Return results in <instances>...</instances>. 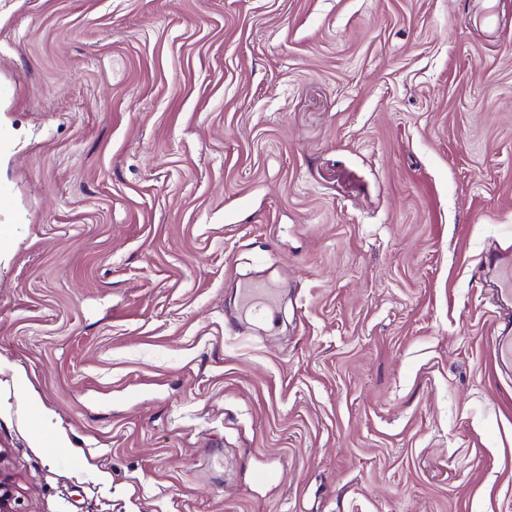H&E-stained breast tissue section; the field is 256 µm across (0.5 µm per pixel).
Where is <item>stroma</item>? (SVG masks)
Instances as JSON below:
<instances>
[{
	"mask_svg": "<svg viewBox=\"0 0 512 512\" xmlns=\"http://www.w3.org/2000/svg\"><path fill=\"white\" fill-rule=\"evenodd\" d=\"M1 224L28 512H512V0H0ZM243 298L249 307L255 305L254 312L256 314H261L266 320H275L274 293L272 290L255 285L252 288L244 289ZM497 361L502 372L511 373L512 369V328L505 327L498 336Z\"/></svg>",
	"mask_w": 512,
	"mask_h": 512,
	"instance_id": "stroma-1",
	"label": "stroma"
}]
</instances>
